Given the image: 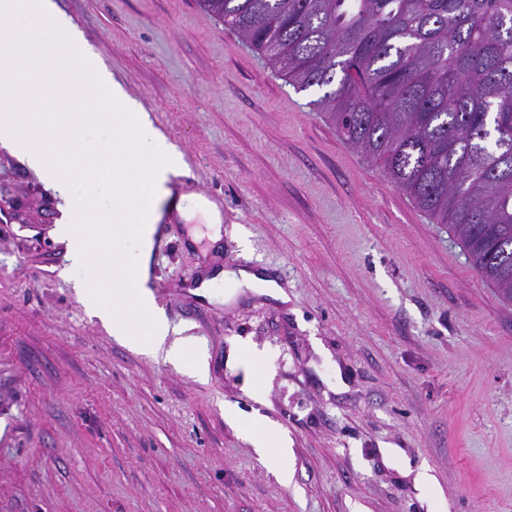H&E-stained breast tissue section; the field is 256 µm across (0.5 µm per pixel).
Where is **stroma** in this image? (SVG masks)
I'll return each instance as SVG.
<instances>
[{
    "label": "stroma",
    "mask_w": 512,
    "mask_h": 512,
    "mask_svg": "<svg viewBox=\"0 0 512 512\" xmlns=\"http://www.w3.org/2000/svg\"><path fill=\"white\" fill-rule=\"evenodd\" d=\"M55 2L182 156L149 286L208 375L88 314L65 200L0 146V512H512V301L447 226L198 0ZM238 266L287 301L216 281ZM186 204L178 207L182 219L188 221L200 215L208 224L210 239L218 241L222 237V214L216 203L196 193L183 195ZM244 430L262 458L270 461H283L288 457L290 450L288 436L276 431L271 423L260 415L246 423Z\"/></svg>",
    "instance_id": "1"
}]
</instances>
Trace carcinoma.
<instances>
[{
  "mask_svg": "<svg viewBox=\"0 0 512 512\" xmlns=\"http://www.w3.org/2000/svg\"><path fill=\"white\" fill-rule=\"evenodd\" d=\"M512 299V0H199Z\"/></svg>",
  "mask_w": 512,
  "mask_h": 512,
  "instance_id": "obj_1",
  "label": "carcinoma"
}]
</instances>
